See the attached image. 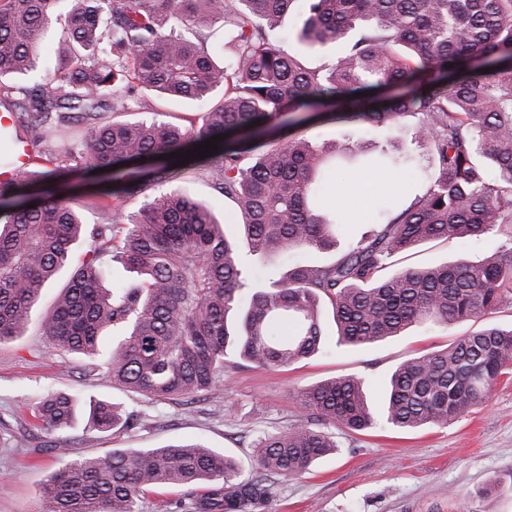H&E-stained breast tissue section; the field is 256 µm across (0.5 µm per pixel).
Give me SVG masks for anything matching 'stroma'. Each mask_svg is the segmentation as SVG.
Masks as SVG:
<instances>
[{
	"label": "stroma",
	"instance_id": "obj_1",
	"mask_svg": "<svg viewBox=\"0 0 512 512\" xmlns=\"http://www.w3.org/2000/svg\"><path fill=\"white\" fill-rule=\"evenodd\" d=\"M300 133L316 146L340 149L384 138L371 128L334 120L308 124ZM179 185L227 233H237L241 218L236 201L192 173ZM495 247L492 239L434 241L407 254L402 263L477 262ZM69 278V272H62L44 288L22 336L0 343V512H44L42 487L63 456L78 459L115 448L199 441L250 467L259 434L296 422V389L332 376L356 375L377 401L391 372L418 352L444 349L488 321L512 324V304L507 303L484 321L448 330L413 326L371 347L340 346L287 368L232 365L224 372L218 398L204 396L185 405L115 388L104 368H91L79 356H59L42 322ZM55 392L69 395L78 407L75 427L62 433L47 431L37 418L40 399ZM91 397L119 404L135 415V426L114 432L91 427ZM336 440L339 451L311 471L277 480L264 512H512V372L495 382L487 403L448 427L404 432L380 423L362 433L337 432Z\"/></svg>",
	"mask_w": 512,
	"mask_h": 512
}]
</instances>
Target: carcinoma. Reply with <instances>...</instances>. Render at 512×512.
<instances>
[{
  "mask_svg": "<svg viewBox=\"0 0 512 512\" xmlns=\"http://www.w3.org/2000/svg\"><path fill=\"white\" fill-rule=\"evenodd\" d=\"M52 2L0 0V71L35 67ZM294 19L296 39L312 50L354 38L309 68L275 38ZM225 31L236 52L219 64ZM55 53L66 65L40 81L0 85L28 134L16 145L34 149L0 152V340L23 332L43 288L70 265L46 336L64 355L95 359L103 332L123 327L103 361L112 384L178 400L219 394L229 363L287 368L326 352L327 310L336 345L368 348L413 325L448 329L512 301V0H73ZM147 92L207 105L202 123L107 116L136 111ZM296 112L384 127L395 143L403 119H418V159L398 148L360 147L351 157L386 177L411 175L358 240L340 242L346 215L324 206L331 174L351 158L289 134ZM220 134L219 152L203 160L158 159ZM38 158L46 166L36 170ZM78 169L111 175L89 228L53 191ZM189 170L239 203L238 236L177 189L126 212L128 199ZM120 224L127 232L116 247ZM84 236L93 249L76 257ZM482 236L502 244L478 263L390 270L426 242ZM114 250L135 277L107 288L102 255ZM244 250L267 261L340 254L328 264L301 260L243 301ZM511 367L512 326L488 324L400 364L379 412L353 375L297 390L303 418L256 437L247 475L233 456L201 444L115 449L61 463L43 489L46 512H140L151 488L208 483L216 488L195 512H262L274 480L338 451L330 428L359 432L379 420L445 428L485 403ZM89 416L102 432L121 422L102 400H90ZM76 417L67 395L39 403L50 431Z\"/></svg>",
  "mask_w": 512,
  "mask_h": 512,
  "instance_id": "cac0c4a2",
  "label": "carcinoma"
}]
</instances>
